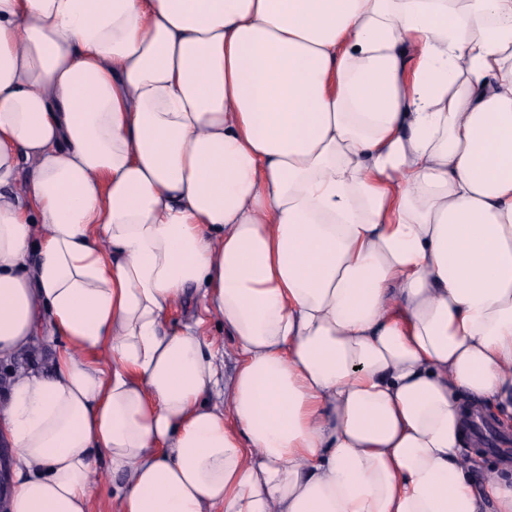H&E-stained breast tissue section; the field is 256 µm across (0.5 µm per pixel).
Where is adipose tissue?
I'll use <instances>...</instances> for the list:
<instances>
[{
    "label": "adipose tissue",
    "instance_id": "adipose-tissue-1",
    "mask_svg": "<svg viewBox=\"0 0 512 512\" xmlns=\"http://www.w3.org/2000/svg\"><path fill=\"white\" fill-rule=\"evenodd\" d=\"M59 336L0 512H512V0H0V363ZM198 306L199 301L197 296L175 305L170 312L169 324L179 327L183 324L192 323L198 311ZM204 336L208 343L214 347H223L227 355H225V361L227 363V369H230L233 363L232 359V344L228 337L224 336V327L216 317H210L207 319L204 325ZM494 429L496 431L497 440L504 441L505 443H499L495 441V447L491 448L490 446H486L485 448H482L481 456H482V463L481 467L478 471L474 474V480L479 487L481 485V480L483 477H486L489 473L495 470L496 466L498 465L500 458L504 454H508L512 458V430L511 427L508 429V432H505L504 430L500 429L497 425L494 424ZM503 448H509V452L505 453L502 451ZM95 493L91 499V512H117L118 504L112 498V474L105 461L97 466L95 474Z\"/></svg>",
    "mask_w": 512,
    "mask_h": 512
}]
</instances>
